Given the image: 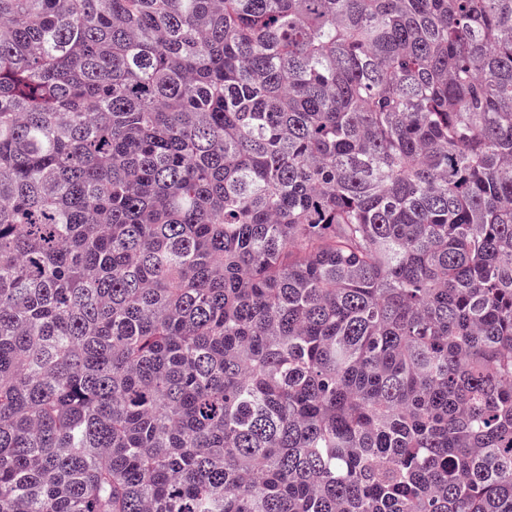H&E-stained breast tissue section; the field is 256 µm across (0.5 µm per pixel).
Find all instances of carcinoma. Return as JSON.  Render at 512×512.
<instances>
[{
  "label": "carcinoma",
  "instance_id": "obj_1",
  "mask_svg": "<svg viewBox=\"0 0 512 512\" xmlns=\"http://www.w3.org/2000/svg\"><path fill=\"white\" fill-rule=\"evenodd\" d=\"M0 512H512V0H0Z\"/></svg>",
  "mask_w": 512,
  "mask_h": 512
}]
</instances>
